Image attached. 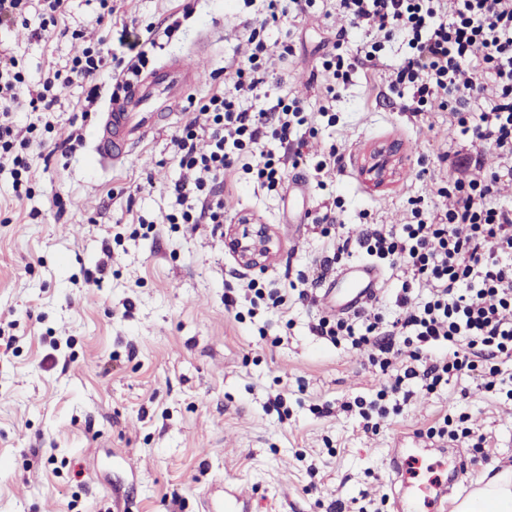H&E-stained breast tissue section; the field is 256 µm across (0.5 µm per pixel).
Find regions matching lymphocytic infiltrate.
<instances>
[{
  "instance_id": "f902f5d3",
  "label": "lymphocytic infiltrate",
  "mask_w": 512,
  "mask_h": 512,
  "mask_svg": "<svg viewBox=\"0 0 512 512\" xmlns=\"http://www.w3.org/2000/svg\"><path fill=\"white\" fill-rule=\"evenodd\" d=\"M338 10L353 24H367L384 38L403 34L410 48L390 82L407 92L405 110L421 113L433 101L455 102L452 114L461 134L494 148L500 168L477 180L453 168L448 192L454 202L441 221L414 211L411 224H372L360 238L337 237L332 252L316 261L317 278L334 264L365 249L403 276L395 296L398 317L375 310L348 318L320 317L313 335L333 344L368 349V362L382 384L371 400L345 403L365 420L399 413V397H410L409 383L432 395L451 381L470 377L481 391L499 390L512 400L503 368L512 362V207L497 204V186L512 176V0H339ZM127 62L117 61L111 37L99 38L64 67L49 70L29 104L50 111L60 83L86 85L95 104L96 77L113 73L129 81L147 63L145 51L128 45ZM271 48L255 40L251 54L225 80L223 91L205 99L171 137L174 154L190 180L171 192L186 224H208L224 232V172L241 155H251L250 172L260 186L276 187L289 159H300L306 145L298 131L308 122L299 98H278L275 106L251 112L239 101L257 95L265 83ZM482 69L492 93L489 109L468 105L471 75ZM24 78L16 58L0 60V167L11 165L15 189H23L29 165L23 155L32 141L17 130L13 114ZM286 148L278 156L268 140Z\"/></svg>"
}]
</instances>
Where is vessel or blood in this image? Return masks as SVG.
I'll list each match as a JSON object with an SVG mask.
<instances>
[{
    "instance_id": "b4317fda",
    "label": "vessel or blood",
    "mask_w": 512,
    "mask_h": 512,
    "mask_svg": "<svg viewBox=\"0 0 512 512\" xmlns=\"http://www.w3.org/2000/svg\"><path fill=\"white\" fill-rule=\"evenodd\" d=\"M206 78L204 67H193L181 59L170 58L152 69L140 72L135 80L123 85L105 109L100 125L94 131L95 151L100 166L107 167L131 158L134 145L155 131L157 111H180L190 92ZM381 280L379 269L369 263L346 267L324 288L321 299L328 312L350 313L359 309L376 294ZM415 456L392 448L386 460L390 484L410 487L414 477ZM467 470L455 466L436 493L425 497L414 495L405 500L394 497L393 512H441V500L451 494L454 485L463 482ZM238 491H225L220 500L206 499L205 512H244Z\"/></svg>"
}]
</instances>
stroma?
<instances>
[{"instance_id":"35a3bbf8","label":"stroma","mask_w":512,"mask_h":512,"mask_svg":"<svg viewBox=\"0 0 512 512\" xmlns=\"http://www.w3.org/2000/svg\"><path fill=\"white\" fill-rule=\"evenodd\" d=\"M64 0L49 41L40 20L0 25V56L17 57L23 99L47 68L62 67L109 31L146 37L180 20L171 37L149 49L150 63L172 57L195 63L208 41L211 77L191 95L203 101L250 50V34L273 49L262 95L242 99L258 111L280 97H299L311 131L287 181L302 177L313 212L335 206L345 230L407 224L415 207L443 215L438 195L449 156L474 152L470 137L449 135L451 116L438 105L418 115L402 109L390 75L409 53L403 35L378 42L375 31L350 26L336 0H312L304 13L270 21L267 0ZM340 37L352 69L327 96L313 81L321 40ZM102 99L87 107L86 90L60 88L55 121L45 134L49 161L35 160L29 196L16 197L0 172V512H114L113 488L127 489L124 512H204L212 489L232 485L249 512H376L390 491L385 458L393 441L422 463H469L456 490L512 462V403L480 392L472 379L446 393L413 396L400 414L370 430L344 402L372 398L379 381L367 355L312 335L321 304L288 292L277 308L226 310V288L243 282L287 284L328 255L320 226L300 222L285 185H257L235 162L224 174V222L249 218L270 225L279 243L263 270L242 268L207 224H171L180 213L171 193L181 170L171 136L187 112L150 134L125 164L100 168L92 138L113 89L98 77ZM72 151L58 145L71 133ZM399 143L383 186L363 169L374 148ZM342 162L315 178L319 155ZM111 263H104V256ZM100 273L99 284L87 275ZM470 387L461 397V387ZM282 396L286 415L268 411ZM466 418L486 439L488 461L473 462L469 442L456 455L416 441L444 415Z\"/></svg>"}]
</instances>
